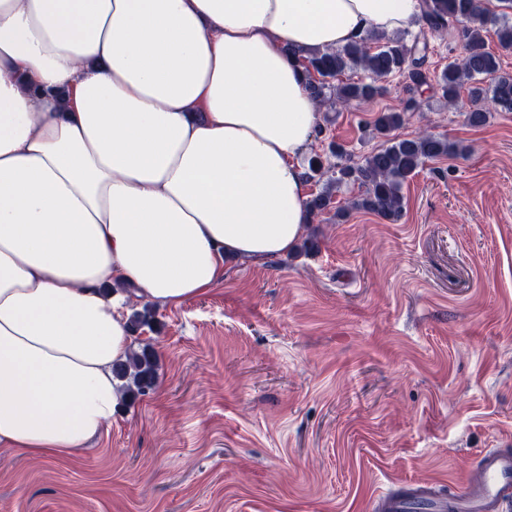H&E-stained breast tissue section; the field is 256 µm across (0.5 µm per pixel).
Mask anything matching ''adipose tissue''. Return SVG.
Returning a JSON list of instances; mask_svg holds the SVG:
<instances>
[{
  "label": "adipose tissue",
  "instance_id": "1",
  "mask_svg": "<svg viewBox=\"0 0 512 512\" xmlns=\"http://www.w3.org/2000/svg\"><path fill=\"white\" fill-rule=\"evenodd\" d=\"M420 0H0V446L72 454L112 421L114 283L178 305L296 250L320 112L307 52Z\"/></svg>",
  "mask_w": 512,
  "mask_h": 512
}]
</instances>
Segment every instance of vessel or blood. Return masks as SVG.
I'll use <instances>...</instances> for the list:
<instances>
[{"mask_svg":"<svg viewBox=\"0 0 512 512\" xmlns=\"http://www.w3.org/2000/svg\"><path fill=\"white\" fill-rule=\"evenodd\" d=\"M437 485L404 484L388 495L378 496L374 512H402L414 500H434ZM458 512H502L512 503V453L493 449L480 458L474 473L455 492Z\"/></svg>","mask_w":512,"mask_h":512,"instance_id":"vessel-or-blood-1","label":"vessel or blood"}]
</instances>
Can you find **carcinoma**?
Masks as SVG:
<instances>
[{"instance_id": "cac0c4a2", "label": "carcinoma", "mask_w": 512, "mask_h": 512, "mask_svg": "<svg viewBox=\"0 0 512 512\" xmlns=\"http://www.w3.org/2000/svg\"><path fill=\"white\" fill-rule=\"evenodd\" d=\"M423 25L431 33L443 34L454 27L464 41V55L448 62L436 75V84L448 101H455L467 89L473 109L467 113L472 126L484 124L491 107L512 111V75L499 73L497 57L486 49L483 31L497 26L500 47L512 50V25L500 21L483 5V0H422ZM425 55L419 48V37L407 43L401 34L372 33L364 40L337 49L308 54L303 59L308 86L314 100L332 108H347L383 94L378 81L405 74L417 85L428 84L422 70ZM361 69L371 82L353 81L337 84L336 77L347 70ZM491 80V88L483 87ZM403 122V111L380 112L373 121V131L387 138V144L353 164H324L317 156L309 161L306 179L326 178L324 187L308 201L309 218L334 213L342 220L347 211L333 208L335 193L343 186L356 185L362 194L350 201L354 209L371 211L379 217L398 220L405 210L403 186L429 160L459 151L447 139L424 133L411 139H391L389 134ZM158 362L147 346L132 351L112 367L113 376L122 381L125 394H145L157 380Z\"/></svg>"}]
</instances>
